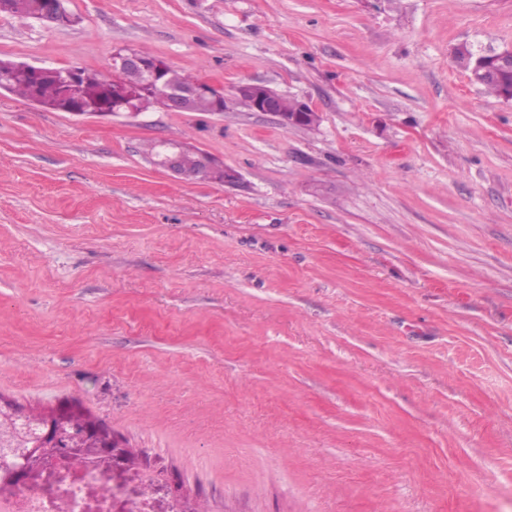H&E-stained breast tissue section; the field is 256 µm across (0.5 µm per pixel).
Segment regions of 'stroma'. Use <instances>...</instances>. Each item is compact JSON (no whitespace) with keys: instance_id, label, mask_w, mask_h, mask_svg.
<instances>
[{"instance_id":"stroma-1","label":"stroma","mask_w":512,"mask_h":512,"mask_svg":"<svg viewBox=\"0 0 512 512\" xmlns=\"http://www.w3.org/2000/svg\"><path fill=\"white\" fill-rule=\"evenodd\" d=\"M65 5L0 15V58L146 53L228 109L0 90V394L79 400L210 512H512V101L453 58L512 48V0ZM158 139L238 182L173 177ZM237 89L247 92L252 97L251 100L247 94L237 91L235 99L240 105L248 110H252L253 101V108L256 112H266L277 117L280 123L285 127H300L303 125L310 111L315 112L311 105L301 101H298L295 109L297 100L287 95H284L282 103L283 108L288 112L283 111L280 104L281 93L263 83H245L239 85ZM315 113L319 116L318 112Z\"/></svg>"}]
</instances>
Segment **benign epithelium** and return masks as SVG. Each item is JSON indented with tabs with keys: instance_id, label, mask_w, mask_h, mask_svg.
Instances as JSON below:
<instances>
[{
	"instance_id": "obj_1",
	"label": "benign epithelium",
	"mask_w": 512,
	"mask_h": 512,
	"mask_svg": "<svg viewBox=\"0 0 512 512\" xmlns=\"http://www.w3.org/2000/svg\"><path fill=\"white\" fill-rule=\"evenodd\" d=\"M44 14L54 18L60 27L72 26L76 18L71 15L64 6V0H46ZM119 65L122 68H136L146 74V83L142 88H134L126 85L114 74L112 84L107 88L103 102L96 114L101 116L115 114H140L145 110V97L149 91L160 85L161 74L166 63L159 59H147L135 51H129L117 55ZM51 71L49 67L34 66L25 62H9L0 60V81L3 82L10 76L21 73L37 82L41 77ZM82 78L81 69L70 67L60 71L59 86L63 96L64 111L73 115L86 114L79 102L72 98L80 88ZM238 90L251 95L253 108L257 112H266L278 118L285 127L302 126L313 107L305 102H298L294 112L288 113L282 110L280 104L281 93L269 86L258 83H245L238 86ZM200 96H210L215 101H221L223 92L215 85L200 81L191 86L185 92L169 91L158 97V105L169 112L184 111V99ZM163 153L158 159V164L166 168L173 176L185 181H193L204 175L214 177L225 184H233L238 175L235 171L224 167V163L198 151L201 166L196 171H190L181 166L180 156L185 151V146L173 142H161ZM55 420L53 439L50 445L61 449L56 457L61 463L73 462L86 458V449L92 448L99 457L105 458L110 463H122L126 466H137L139 462L133 458L132 448L124 441L111 433H105L90 424L78 426L71 418L68 406L61 405L53 415Z\"/></svg>"
}]
</instances>
